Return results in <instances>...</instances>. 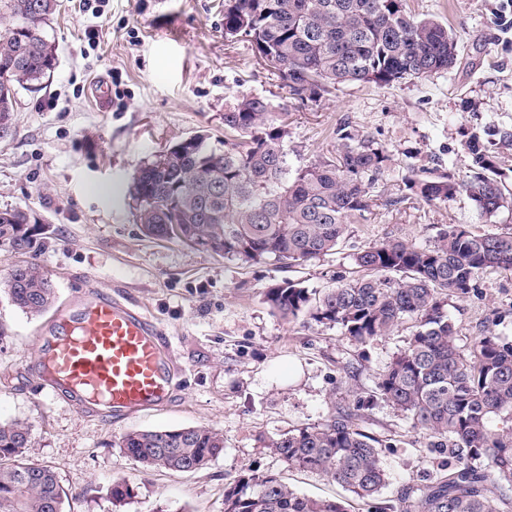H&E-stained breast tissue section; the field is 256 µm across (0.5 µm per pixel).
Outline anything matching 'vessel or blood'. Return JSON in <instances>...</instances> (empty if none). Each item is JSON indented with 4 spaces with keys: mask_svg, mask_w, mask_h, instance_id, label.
<instances>
[{
    "mask_svg": "<svg viewBox=\"0 0 512 512\" xmlns=\"http://www.w3.org/2000/svg\"><path fill=\"white\" fill-rule=\"evenodd\" d=\"M37 345L52 387L82 406L131 415L161 407L169 394L174 368L156 325L111 294L80 298L77 310L59 316Z\"/></svg>",
    "mask_w": 512,
    "mask_h": 512,
    "instance_id": "vessel-or-blood-1",
    "label": "vessel or blood"
}]
</instances>
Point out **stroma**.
<instances>
[{"mask_svg":"<svg viewBox=\"0 0 512 512\" xmlns=\"http://www.w3.org/2000/svg\"><path fill=\"white\" fill-rule=\"evenodd\" d=\"M43 27L57 46L47 89L19 91L9 134L0 140V210L32 211L46 229L41 249L0 248V280L14 263L39 264L56 299L32 316L0 287V421L33 426V458L67 490L64 512H224V486L241 469L281 474L298 491L348 500L351 512H380L406 487L454 466L403 414L375 397L377 377L407 349L403 323L358 344L307 318L287 321L264 300L283 279L316 291L358 276V252L385 238L433 246L451 224L512 232V210L486 223L466 194L428 205L405 199L407 179H466L472 132L492 130L490 149L512 188V0H407L459 39L452 69L390 86L347 85L317 103L293 99L277 70L245 42L224 37V0H105L101 13L59 0ZM106 80L107 106L92 87ZM242 95L266 98L288 129L289 168L335 152L336 131L371 136L390 160L371 188L373 204L347 225L335 251L293 268L224 258L176 240L143 235L128 188L156 155L192 136L224 141V109ZM103 291L136 303L157 325L175 367L168 403L117 418L73 405L45 382L36 336L82 294ZM445 309L456 342L490 332L512 340V274L489 270ZM369 404L371 430L390 480L379 497L349 498L316 472L285 468L271 438L321 421L330 406ZM206 425L224 436V453L191 472H143L119 446L128 432ZM127 481L131 498L113 505L109 489Z\"/></svg>","mask_w":512,"mask_h":512,"instance_id":"stroma-1","label":"stroma"}]
</instances>
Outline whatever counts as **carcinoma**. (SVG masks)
<instances>
[{"label":"carcinoma","mask_w":512,"mask_h":512,"mask_svg":"<svg viewBox=\"0 0 512 512\" xmlns=\"http://www.w3.org/2000/svg\"><path fill=\"white\" fill-rule=\"evenodd\" d=\"M58 0H0V121L12 120L19 90L38 93L54 73L55 42L32 40L26 19L45 24ZM224 35L251 45L276 69L289 92L315 101L344 85H389L451 69L459 39L434 17L420 18L406 0H224ZM343 143L331 156L288 169L286 125L261 97L244 96L224 110V150L205 138L157 155L130 186L135 220L159 240L210 242L226 257L290 267L336 250L345 227L371 207L370 188L389 155L368 136L338 130ZM475 171L469 179H421L407 184L429 205L464 192L493 217L512 208L484 138L467 144ZM0 219V247L26 253L44 246L38 218L13 208ZM363 274L323 293L285 279L265 301L285 319L306 315L363 344L414 323L408 348L379 374L376 394L403 412L414 430L452 448L457 463L423 486L407 488L385 512H509L495 494L494 478L512 482V342L491 332L467 348L441 295L462 297L491 269L512 273V232L475 231L450 224L432 247L397 239L359 252ZM7 294L21 311L40 315L55 289L35 263L17 264L6 277ZM364 406L331 407L324 419L288 430L269 448L288 468L318 472L358 499L378 496L389 484L379 454L382 439L369 432ZM502 426L497 427L494 422ZM32 425L0 423V512H64L68 493L51 468L33 460ZM125 454L149 470L195 472L224 452V436L196 425L124 434ZM126 481L112 484L117 505L130 498ZM224 512H347L344 502L319 499L291 488L275 473L244 469L224 487Z\"/></svg>","instance_id":"cac0c4a2"}]
</instances>
